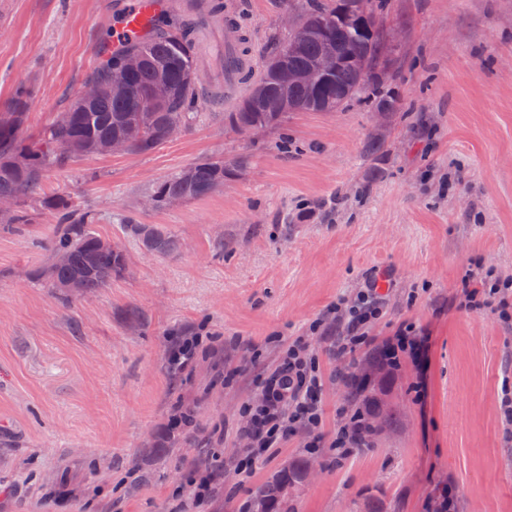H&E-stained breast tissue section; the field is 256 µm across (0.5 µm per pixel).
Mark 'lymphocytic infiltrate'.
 <instances>
[{"label": "lymphocytic infiltrate", "mask_w": 512, "mask_h": 512, "mask_svg": "<svg viewBox=\"0 0 512 512\" xmlns=\"http://www.w3.org/2000/svg\"><path fill=\"white\" fill-rule=\"evenodd\" d=\"M390 278V271L385 270L379 277L368 279L355 296L339 297L328 307L323 319L310 326L312 334L331 340L332 356L347 367L357 365L365 350L373 345L378 352V369L390 374L397 369L401 355L407 353L416 357L425 348L424 330L411 323L399 325L381 345H374L375 332L387 313L379 284ZM477 278L483 282V290L471 288V281ZM461 285V309L491 310L503 324L512 323V303L505 296L507 286L512 285L511 275H500L491 268L469 269L462 276ZM355 381L364 395L363 406L346 412L331 443L342 456L366 447L365 418L375 410V403L368 395L370 374H358ZM325 384L319 360L310 352L305 338L298 336L289 341L287 347L280 350L275 367L261 376L259 399L240 407L246 423L238 429L237 435L246 439L247 445L234 459L239 475L250 476L258 463L269 458L272 449L301 433L308 438L309 453L317 452L322 443L318 431L323 424Z\"/></svg>", "instance_id": "obj_1"}]
</instances>
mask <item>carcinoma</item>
<instances>
[{
	"instance_id": "obj_1",
	"label": "carcinoma",
	"mask_w": 512,
	"mask_h": 512,
	"mask_svg": "<svg viewBox=\"0 0 512 512\" xmlns=\"http://www.w3.org/2000/svg\"><path fill=\"white\" fill-rule=\"evenodd\" d=\"M299 13L307 20L306 29L291 30L287 38L278 42L264 58L259 77H253L249 67L242 68L239 78L251 83V87L232 111L224 113L228 126L261 124L271 130L286 122L290 112H313L347 93L352 99L361 95L375 98L379 94L369 79L384 50L376 30L336 24L334 0H306ZM329 50L339 57L340 65L321 88L288 87V70L309 66ZM130 52L139 54L143 65L132 75L126 89L114 91L110 88L112 68ZM161 73L168 78L171 93L163 103L153 104L145 94ZM86 82L99 84L102 94L85 106L72 103L37 134L23 133L31 96L28 86H17L9 110L0 113V199L14 201L13 210L0 214L1 224L27 222L20 214L21 198L37 188L43 171L71 158L66 151L69 142L82 140L94 145L109 137L126 135L131 137V152L144 154L166 143L164 129L170 121H180L187 132L194 127L199 116L195 112V25L188 20L174 28L153 23L150 34L125 38L109 47ZM17 154L26 156L25 166L13 165ZM239 170L235 162L202 160L159 182L151 195L160 200L171 194L185 200L200 199ZM40 206L57 224L49 269L55 287L77 278L83 292L90 294L109 286L112 278L123 272V255L102 247L103 239L90 230L87 218H74L67 200L45 196ZM126 228L149 250L166 253L174 247L173 240L156 225L129 220ZM306 481L307 462L298 460L257 486L249 512L260 508L264 512H288L287 489Z\"/></svg>"
}]
</instances>
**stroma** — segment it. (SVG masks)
<instances>
[{
	"label": "stroma",
	"instance_id": "1",
	"mask_svg": "<svg viewBox=\"0 0 512 512\" xmlns=\"http://www.w3.org/2000/svg\"><path fill=\"white\" fill-rule=\"evenodd\" d=\"M135 0H0V110L31 87L24 131L64 112L101 58L100 45ZM172 21L197 24L200 121L146 154L93 155L44 171L22 198L26 224H0V512H244L267 477L306 458L302 438L247 478L239 407L274 363L269 337L304 335L368 277L388 313L425 329L422 362L403 357L372 395L393 419L371 447L340 459L322 448L294 512H425L442 484L458 512H512V439L498 401L512 375V329L453 308L472 264L512 275V0H385L375 23L389 48L392 110L353 101L294 112L256 139L224 124L249 86L224 79L233 19L259 70L286 36L283 0H166ZM376 152H367L370 142ZM238 159L237 177L207 197L144 207L155 184L204 159ZM91 213L124 253L125 270L92 294L49 278L54 224L43 196ZM164 229L160 254L125 223ZM186 336L214 339L219 357L169 362ZM262 345L251 360L245 341ZM326 374L323 432L349 407L340 361L310 337ZM194 410L172 428L176 404ZM218 470L196 503V468Z\"/></svg>",
	"mask_w": 512,
	"mask_h": 512
}]
</instances>
